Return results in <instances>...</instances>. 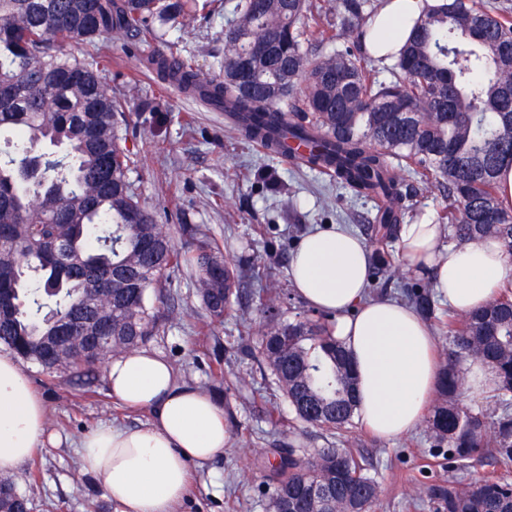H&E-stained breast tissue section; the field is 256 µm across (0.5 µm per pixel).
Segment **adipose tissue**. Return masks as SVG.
Listing matches in <instances>:
<instances>
[{"label":"adipose tissue","mask_w":512,"mask_h":512,"mask_svg":"<svg viewBox=\"0 0 512 512\" xmlns=\"http://www.w3.org/2000/svg\"><path fill=\"white\" fill-rule=\"evenodd\" d=\"M423 0H384L373 23L376 60L396 59L389 25L412 24ZM430 213L397 228V246L412 269L429 277L438 297L455 310L480 307L512 280V254L492 238L459 247ZM371 249L350 227H314L292 255L288 275L297 294L336 318L334 335L347 351L357 381L356 419L392 440L427 413L440 377L433 331L397 299L366 298ZM110 396L145 408L148 424L97 428L81 442L82 472L96 475L112 512H176L190 487V464L205 465L229 442L224 407L179 382L157 353L136 350L109 359ZM47 410L16 357L0 353V473L15 472L46 440Z\"/></svg>","instance_id":"ef3b65f1"}]
</instances>
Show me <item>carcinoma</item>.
Returning a JSON list of instances; mask_svg holds the SVG:
<instances>
[{
  "instance_id": "carcinoma-1",
  "label": "carcinoma",
  "mask_w": 512,
  "mask_h": 512,
  "mask_svg": "<svg viewBox=\"0 0 512 512\" xmlns=\"http://www.w3.org/2000/svg\"><path fill=\"white\" fill-rule=\"evenodd\" d=\"M209 7L210 0H0V131L16 136L0 158V289L13 293L11 308L0 311V346L48 374H90L138 348L165 319L167 273L184 265L211 321L223 322L239 295L240 266L204 235L176 247L135 194L126 102L99 76L112 62L99 37L148 43L155 25L184 26ZM378 8L374 0H224L218 75L203 76L191 55L161 50L147 68L224 110L249 139L282 151L306 147L305 164L379 199V223L398 224L412 211L399 189L410 178L448 199L441 221L454 241L495 238L512 254V211L499 181L512 164V112L504 111L512 16L472 0L425 8L386 83L367 48ZM73 40L91 47L87 58L58 51ZM33 156L43 165L26 181ZM44 296L53 302L46 313ZM401 296L423 317L435 315L427 287ZM256 297L259 369L273 376L297 421L338 436L334 448H276L273 462L261 461L274 512H295L314 483L324 499L313 500L312 512H376L378 485L349 438L355 377L332 327L282 319L273 280ZM448 339L426 430L448 459H490L505 473L423 485L416 507L512 512V298L448 313ZM475 360L498 375L488 394L500 409L494 418L463 402V365ZM0 512H29L9 479H0Z\"/></svg>"
}]
</instances>
